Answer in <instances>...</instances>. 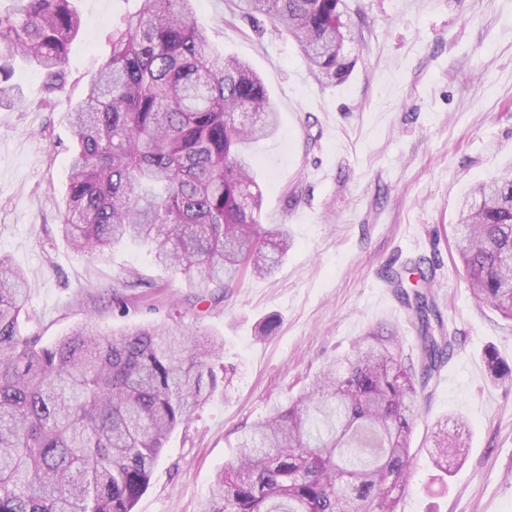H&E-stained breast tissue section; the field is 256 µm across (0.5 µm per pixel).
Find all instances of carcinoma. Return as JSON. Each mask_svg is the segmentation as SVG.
I'll return each instance as SVG.
<instances>
[{"label": "carcinoma", "instance_id": "1", "mask_svg": "<svg viewBox=\"0 0 512 512\" xmlns=\"http://www.w3.org/2000/svg\"><path fill=\"white\" fill-rule=\"evenodd\" d=\"M194 0H139L112 32L71 113L62 231L78 253L125 242L196 288L228 292L274 272L288 235L260 223L262 191L250 148L279 130L267 87L245 61L212 49ZM296 42L314 77L335 85L352 62L341 47L344 0H238ZM81 18L73 0H13L0 12V103L15 66L65 88ZM474 296L512 320V178L480 184L454 226ZM424 259L390 273L418 323L416 360L381 344L324 366L288 408L243 433L236 459L212 483V512H396L407 484L418 397L456 336L435 334L419 284ZM416 278V291L405 280ZM22 271L0 257V512H133L167 435L205 399L207 360L164 325L108 337L86 327L53 347L22 337ZM490 378L512 368L486 354ZM443 430L434 463L448 475L465 458Z\"/></svg>", "mask_w": 512, "mask_h": 512}]
</instances>
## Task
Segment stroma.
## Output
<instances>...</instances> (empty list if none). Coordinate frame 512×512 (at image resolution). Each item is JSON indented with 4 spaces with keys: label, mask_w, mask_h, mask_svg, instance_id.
Wrapping results in <instances>:
<instances>
[{
    "label": "stroma",
    "mask_w": 512,
    "mask_h": 512,
    "mask_svg": "<svg viewBox=\"0 0 512 512\" xmlns=\"http://www.w3.org/2000/svg\"><path fill=\"white\" fill-rule=\"evenodd\" d=\"M339 85L318 84L287 35L258 30L232 0H195L210 45L264 78L280 129L253 149L260 221L291 247L269 277L229 295L192 287L149 246L73 252L60 230L72 144L69 114L138 0H74L84 34L63 92L16 69L21 103L0 107V256L28 281L19 332L42 345L86 324L118 335L164 324L222 339L214 385L168 436L134 512H210L214 476L243 430L305 392L320 369L382 334L404 356L416 330L387 270L427 259L430 295L457 345L420 400L407 486L396 512H512V383L488 376L486 352L512 366V322L472 295L452 226L481 182L512 176V0H345ZM146 280L124 285L127 275ZM272 320V335L260 333ZM467 426L468 454L439 480L440 427Z\"/></svg>",
    "instance_id": "obj_1"
}]
</instances>
